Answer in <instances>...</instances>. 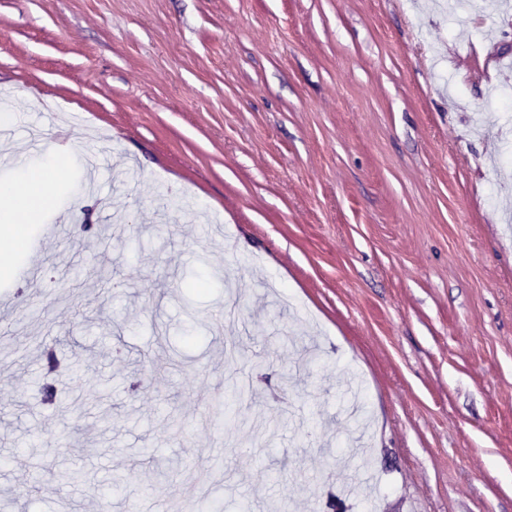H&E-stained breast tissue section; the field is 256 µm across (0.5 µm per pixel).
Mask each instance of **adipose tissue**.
I'll list each match as a JSON object with an SVG mask.
<instances>
[{"label": "adipose tissue", "instance_id": "adipose-tissue-1", "mask_svg": "<svg viewBox=\"0 0 512 512\" xmlns=\"http://www.w3.org/2000/svg\"><path fill=\"white\" fill-rule=\"evenodd\" d=\"M64 154H56L39 166L34 175L0 183V272L10 273L9 257L22 250L23 229L42 212L53 188L65 171Z\"/></svg>", "mask_w": 512, "mask_h": 512}]
</instances>
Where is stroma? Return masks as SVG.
Listing matches in <instances>:
<instances>
[{"label":"stroma","mask_w":512,"mask_h":512,"mask_svg":"<svg viewBox=\"0 0 512 512\" xmlns=\"http://www.w3.org/2000/svg\"><path fill=\"white\" fill-rule=\"evenodd\" d=\"M459 2L0 0V180L71 147L0 512H512V0Z\"/></svg>","instance_id":"1"}]
</instances>
